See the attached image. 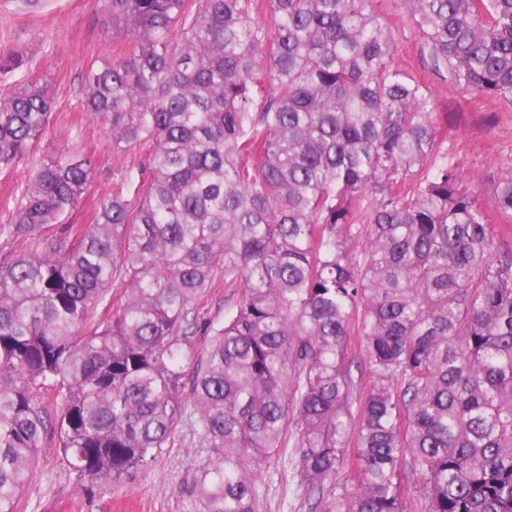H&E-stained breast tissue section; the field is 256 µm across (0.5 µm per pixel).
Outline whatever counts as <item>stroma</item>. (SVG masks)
I'll use <instances>...</instances> for the list:
<instances>
[{"label": "stroma", "instance_id": "35a3bbf8", "mask_svg": "<svg viewBox=\"0 0 512 512\" xmlns=\"http://www.w3.org/2000/svg\"><path fill=\"white\" fill-rule=\"evenodd\" d=\"M108 0H0V50H15L24 58L15 76L0 81V90L35 80L48 86L55 109L47 135L11 169L0 175V224L8 220L15 193L31 169L59 148L91 157L94 178L71 217L91 223L100 194L111 191L122 174L142 157L139 150L114 153L102 125L82 109L83 73L87 62L128 48L125 31L112 28ZM375 10L390 27L398 47L397 61L432 93L435 110L447 115L441 125L442 146L449 163L459 165L462 186L473 192L491 223L505 225L512 217L495 205L498 181L512 175V105L484 96L455 91L446 72L437 71L422 49V37L399 0H376ZM212 454L190 418H182L170 446L161 449L145 469L117 487L95 486L84 494L81 478L68 465L54 439H47L30 472L21 512H199L190 495L196 464ZM265 512H304L303 491L296 481L277 476L263 479Z\"/></svg>", "mask_w": 512, "mask_h": 512}]
</instances>
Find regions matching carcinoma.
<instances>
[{
    "label": "carcinoma",
    "mask_w": 512,
    "mask_h": 512,
    "mask_svg": "<svg viewBox=\"0 0 512 512\" xmlns=\"http://www.w3.org/2000/svg\"><path fill=\"white\" fill-rule=\"evenodd\" d=\"M373 2L111 0L132 45L89 63L83 107L143 161L78 227L94 163L60 149L0 224L27 243L0 254V512L48 433L112 485L188 402L214 449L188 487L202 512H258L291 440L305 512H405L412 478L422 512H512V250L493 256L496 225ZM401 2L457 92L512 104V0ZM53 110L36 83L0 94L1 172ZM495 204L512 214V176ZM221 281L234 305L197 353Z\"/></svg>",
    "instance_id": "obj_1"
}]
</instances>
